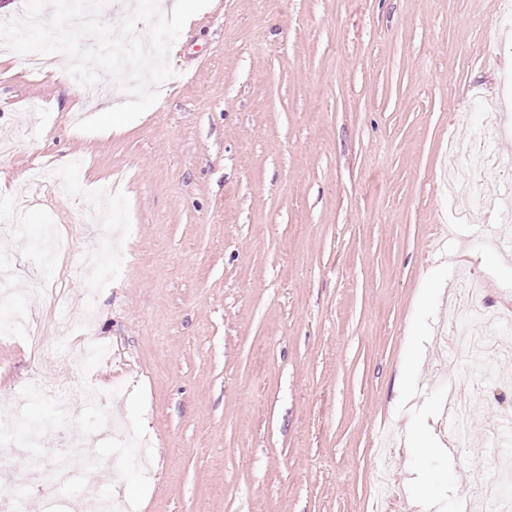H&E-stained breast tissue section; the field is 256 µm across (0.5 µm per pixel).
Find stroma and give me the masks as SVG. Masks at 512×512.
Masks as SVG:
<instances>
[{"instance_id":"stroma-1","label":"stroma","mask_w":512,"mask_h":512,"mask_svg":"<svg viewBox=\"0 0 512 512\" xmlns=\"http://www.w3.org/2000/svg\"><path fill=\"white\" fill-rule=\"evenodd\" d=\"M499 43L488 47L487 30ZM25 55L0 64V260L17 268L0 321L52 331L48 289L81 305L65 258L41 261L43 231L72 258L123 266L94 293L59 368L23 335L0 341V406L50 422L33 380L110 392L74 400L71 436L89 442L79 476L49 486L35 453L31 512H93L96 462L131 512H373L389 471L391 512H459L466 487L500 481L512 443V366L473 371L436 347L464 266L485 280L495 324L512 335V223L454 224L473 200L448 192V143L512 159V11L504 0H211L172 46L175 77L118 133H86L80 113L124 103ZM120 178L111 233L91 222ZM93 336L108 354L82 357ZM469 379L479 409L462 436L443 425L448 391ZM144 439L124 454L97 438L100 411Z\"/></svg>"}]
</instances>
